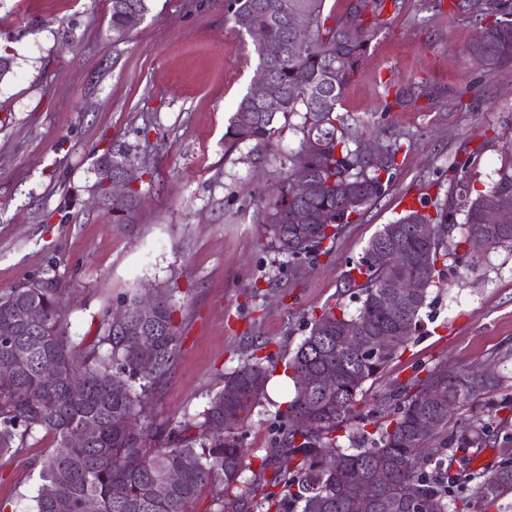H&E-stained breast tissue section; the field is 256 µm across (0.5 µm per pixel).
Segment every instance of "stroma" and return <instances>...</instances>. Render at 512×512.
<instances>
[{
	"label": "stroma",
	"instance_id": "35a3bbf8",
	"mask_svg": "<svg viewBox=\"0 0 512 512\" xmlns=\"http://www.w3.org/2000/svg\"><path fill=\"white\" fill-rule=\"evenodd\" d=\"M399 0L346 85L340 106L365 139L371 129L403 146L388 189L348 224L327 255L294 260L259 237L258 205L295 148L299 115L279 120L270 150L224 148L231 112L254 76L251 38L227 18V0H150L124 38L113 35L109 0H0V44L13 72L0 81V293L49 281L64 298L70 341L89 345L101 322L144 288L168 291L182 322L181 351L148 420L171 427L202 412L259 343L273 374L341 294L349 264L412 201L445 204L448 168L465 162L475 186L496 179L512 145V68L489 74L470 60L483 0ZM432 97L408 96L412 84ZM406 92L403 104L395 96ZM149 153L134 223L116 224L91 190L107 148ZM512 349V249L476 267L448 263L406 351L356 404L407 383L417 366L495 363ZM283 405L263 401L245 430L258 457L274 446ZM36 433L0 462V512H34V464L52 446Z\"/></svg>",
	"mask_w": 512,
	"mask_h": 512
}]
</instances>
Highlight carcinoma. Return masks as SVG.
Here are the masks:
<instances>
[{
    "label": "carcinoma",
    "mask_w": 512,
    "mask_h": 512,
    "mask_svg": "<svg viewBox=\"0 0 512 512\" xmlns=\"http://www.w3.org/2000/svg\"><path fill=\"white\" fill-rule=\"evenodd\" d=\"M150 0H112V33L124 36L144 20ZM384 0H351L346 14H324L325 0H229V20L255 41L256 69L266 73L278 90L272 100H256L247 90L228 120L224 133L227 151L242 144L272 146L280 118L302 113L296 127V148L285 158L278 186L264 201L258 223L271 245L290 258L329 254L324 242H334L342 225L377 200L390 185L401 145L383 141L384 156L377 168L362 163L356 141L348 133L350 115L338 113L344 88L361 63L373 31L380 25ZM310 17L311 35L301 47L293 44L291 15ZM499 0H485L479 23L490 20L480 40L467 53L486 72L512 66V16L499 15ZM277 44L283 54L270 60L265 48ZM331 106H323L325 99ZM304 168L313 185L305 197L288 194L294 172ZM457 203L427 204L386 224L368 242L360 260L344 274L341 294L353 292L360 301L351 314L340 304L326 306L310 322L305 336L288 360L294 397L280 421L276 448L252 470L242 431L260 404L267 370L258 359L245 361L224 377L207 408L193 420L172 427L163 446L155 448L157 431L146 422V409L156 399L159 384L173 367L183 339L182 325L168 296L142 318L138 294L125 300L123 312L143 320L144 336H126L109 319L102 334L81 350L71 343L63 326V301L58 289L36 283L0 296V363L13 379L0 383V459L14 457L34 433L53 436L52 448L41 457L40 486L35 512H192L200 492L221 487L216 512H237L243 495L276 512H358L357 486L374 480L379 491L364 512H406L403 503L414 499L425 512H484L486 506L512 499V462L501 460L489 471L468 470L471 449L486 442L491 432H504L503 422L492 425L484 417L480 399L499 389L507 376L442 362L422 368L406 384L377 399L375 430L352 413L367 382L377 381L406 349L427 306L429 287L441 277L442 258L468 252L469 237L482 234L484 200L496 196L508 211V225L493 237L488 249L512 247V147L487 189L474 191L471 180L452 179ZM140 190L112 204V222L131 224L140 206ZM304 211L309 223H293ZM463 221H457V215ZM460 236L451 237L454 230ZM398 249L425 257L421 265L398 266L387 258ZM418 277L424 294L404 308L389 311L379 299L382 285ZM37 303L43 325L33 330L24 319L27 305ZM351 322L359 323L365 338L386 336L384 352L372 356L353 336L339 335ZM151 347L153 365L141 364L140 348ZM53 362L54 381L43 379L42 368ZM332 373L336 384L305 386L303 377ZM432 387L446 393L443 404L424 400ZM234 416L224 423V413ZM427 414L438 417L429 433L416 427ZM307 424H301V420ZM294 463L289 471L276 468L277 459ZM456 475H449L452 464ZM274 469L266 479L267 469ZM181 471V480L169 475ZM475 483L462 494V484Z\"/></svg>",
    "instance_id": "carcinoma-1"
}]
</instances>
